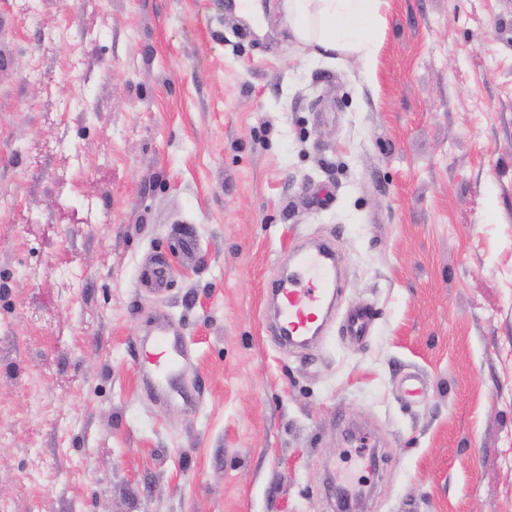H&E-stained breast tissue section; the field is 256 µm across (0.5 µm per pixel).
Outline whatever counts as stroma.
Wrapping results in <instances>:
<instances>
[{"mask_svg": "<svg viewBox=\"0 0 512 512\" xmlns=\"http://www.w3.org/2000/svg\"><path fill=\"white\" fill-rule=\"evenodd\" d=\"M378 14L365 62L225 0H0L7 512H512V0ZM313 239L375 320L291 350ZM161 313L194 402L148 385Z\"/></svg>", "mask_w": 512, "mask_h": 512, "instance_id": "stroma-1", "label": "stroma"}]
</instances>
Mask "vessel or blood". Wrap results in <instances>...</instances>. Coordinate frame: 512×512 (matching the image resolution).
Masks as SVG:
<instances>
[{
    "label": "vessel or blood",
    "mask_w": 512,
    "mask_h": 512,
    "mask_svg": "<svg viewBox=\"0 0 512 512\" xmlns=\"http://www.w3.org/2000/svg\"><path fill=\"white\" fill-rule=\"evenodd\" d=\"M336 278V260L330 247L296 253L293 272L272 290L277 331L283 342L305 346L323 334L335 309ZM373 323L370 310L350 308L345 317V333L362 339ZM150 333L152 351L148 360L153 366L154 383L159 389L180 393L186 344L163 317L153 322Z\"/></svg>",
    "instance_id": "obj_1"
}]
</instances>
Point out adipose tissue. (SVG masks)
<instances>
[{
  "label": "adipose tissue",
  "instance_id": "1",
  "mask_svg": "<svg viewBox=\"0 0 512 512\" xmlns=\"http://www.w3.org/2000/svg\"><path fill=\"white\" fill-rule=\"evenodd\" d=\"M379 0H283V15L294 40L325 53L370 59L374 52Z\"/></svg>",
  "mask_w": 512,
  "mask_h": 512
}]
</instances>
